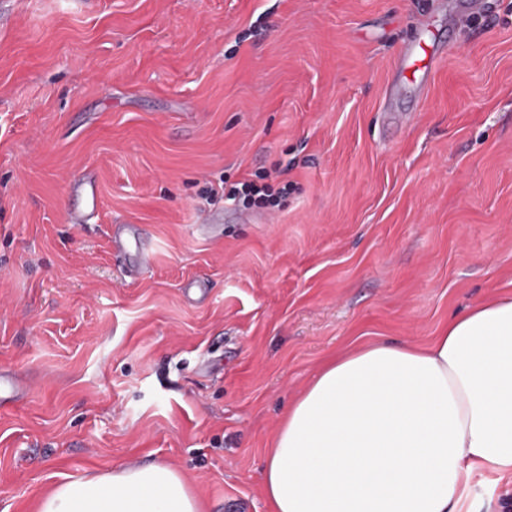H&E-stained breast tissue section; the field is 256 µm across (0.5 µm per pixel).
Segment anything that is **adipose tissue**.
<instances>
[{"label": "adipose tissue", "instance_id": "obj_1", "mask_svg": "<svg viewBox=\"0 0 512 512\" xmlns=\"http://www.w3.org/2000/svg\"><path fill=\"white\" fill-rule=\"evenodd\" d=\"M512 478V293L426 345L374 341L327 358L266 458L269 512H455L464 475ZM37 512H202L166 464L55 486Z\"/></svg>", "mask_w": 512, "mask_h": 512}]
</instances>
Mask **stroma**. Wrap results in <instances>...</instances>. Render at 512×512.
Listing matches in <instances>:
<instances>
[{
  "instance_id": "obj_1",
  "label": "stroma",
  "mask_w": 512,
  "mask_h": 512,
  "mask_svg": "<svg viewBox=\"0 0 512 512\" xmlns=\"http://www.w3.org/2000/svg\"><path fill=\"white\" fill-rule=\"evenodd\" d=\"M424 87L392 65L437 0H0V512L66 479L180 471L204 512H268L272 437L351 340L427 343L512 291V0ZM98 174L86 228L70 179ZM267 171L253 223L194 231ZM111 224L146 225L137 280ZM209 294L192 304L186 280ZM474 471L459 512H506ZM256 179H245L232 185L227 192L224 189V199L234 203H242L245 208L275 206L277 198L282 195L287 186L274 189L272 184L266 182L267 174H255ZM30 387L11 371L0 370V408L23 398Z\"/></svg>"
}]
</instances>
